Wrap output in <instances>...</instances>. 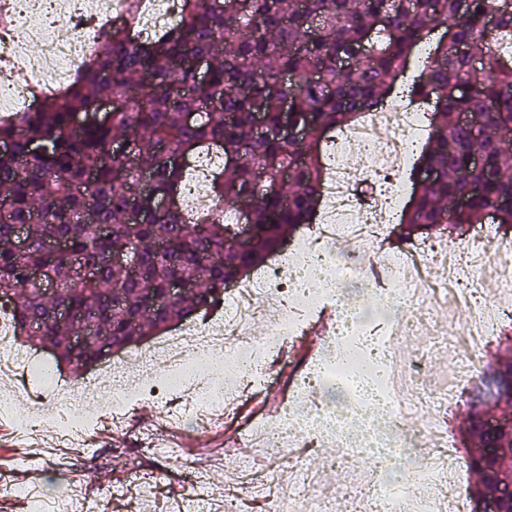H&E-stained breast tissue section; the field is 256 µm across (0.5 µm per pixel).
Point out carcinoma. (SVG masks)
Here are the masks:
<instances>
[{
    "label": "carcinoma",
    "instance_id": "cac0c4a2",
    "mask_svg": "<svg viewBox=\"0 0 512 512\" xmlns=\"http://www.w3.org/2000/svg\"><path fill=\"white\" fill-rule=\"evenodd\" d=\"M182 0L179 20L143 39L127 26L103 33L70 84L39 93L13 119L0 120V306L32 345L29 325L65 364L94 360L75 352V323L50 320L66 305L107 346L156 336L224 300L226 286L265 265L283 241L317 223L329 179V143L397 94L430 107L427 136L407 170L409 199L400 241L415 232L453 235L489 217L512 228V0ZM499 16L494 30L484 17ZM210 61L197 81L193 62ZM115 107L98 117L100 104ZM313 121L308 136L296 130ZM217 152L211 205L182 201L193 163ZM484 155L481 165L472 162ZM433 174L421 183L416 173ZM149 174L147 184L140 174ZM169 205L161 208L159 198ZM248 207L256 225L240 250L229 215ZM494 214H489V211ZM28 228L19 247L16 227ZM65 240L69 255L46 243ZM132 255L134 277L112 257ZM95 270L91 282L78 269ZM41 270L42 283L29 280ZM191 285L165 298L169 280ZM56 288L47 300L37 287ZM162 302L141 310L144 293ZM477 389L512 407V336L489 353ZM479 482L468 491L496 500L512 475V425L473 418L459 440Z\"/></svg>",
    "mask_w": 512,
    "mask_h": 512
}]
</instances>
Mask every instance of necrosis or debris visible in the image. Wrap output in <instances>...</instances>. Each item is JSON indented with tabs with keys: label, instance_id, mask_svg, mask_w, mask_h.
<instances>
[{
	"label": "necrosis or debris",
	"instance_id": "obj_1",
	"mask_svg": "<svg viewBox=\"0 0 512 512\" xmlns=\"http://www.w3.org/2000/svg\"><path fill=\"white\" fill-rule=\"evenodd\" d=\"M128 5L0 0V118L29 106L34 91L66 86L98 36L127 19ZM423 131L420 111L395 100L340 133L331 144L334 167L318 224L269 266L235 282L204 320L125 352L80 385L54 389V411L35 425L19 421L20 438L50 423L60 447L83 459L97 451L101 419L121 434L128 409L144 402L181 426L232 415L250 392L280 384L270 358L332 308L328 351L293 375L276 425L253 417L235 434L268 456H287L293 477L286 492L275 494L269 472L246 458L239 462L241 488L265 501L266 512H470L446 416L477 372L482 347L512 317V248L489 260L492 227L477 224L461 248L416 241L381 251L380 276L364 265V248H378L396 221L406 156ZM345 241L354 251L338 253ZM488 283L496 294L491 305L484 301ZM462 306L474 313L470 323L455 318ZM418 336L444 353V380L428 381V350L404 358ZM37 368L34 353L14 341L8 310H0V377ZM90 390L94 410L82 404ZM320 446L334 451L327 468L352 470L341 487L325 484L304 463L306 449Z\"/></svg>",
	"mask_w": 512,
	"mask_h": 512
}]
</instances>
